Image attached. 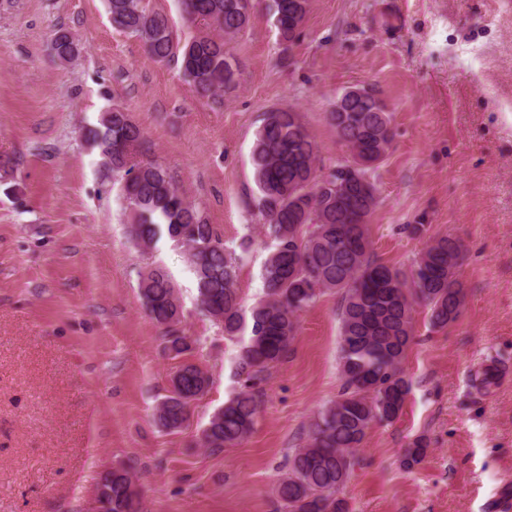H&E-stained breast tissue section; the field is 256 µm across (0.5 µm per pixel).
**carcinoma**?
<instances>
[{
	"instance_id": "1",
	"label": "carcinoma",
	"mask_w": 512,
	"mask_h": 512,
	"mask_svg": "<svg viewBox=\"0 0 512 512\" xmlns=\"http://www.w3.org/2000/svg\"><path fill=\"white\" fill-rule=\"evenodd\" d=\"M307 3L268 4L282 40L295 39ZM182 5L198 33L181 45L174 40L168 17L148 10L143 0H108L113 24L139 37L150 59L180 60L196 93L216 97L237 84L226 44L248 27L251 0H182ZM52 49L65 61L78 52L64 31L55 34ZM326 120L350 156L372 164L346 173L341 161L322 163L298 112L264 113L255 134L254 207L263 220L260 232L271 247L261 269L264 295L250 307L242 304L236 288L237 260L225 253L214 226L173 185L165 169L137 160L142 132L128 114L114 108L85 132L119 177L135 245L147 252L165 236L184 247L201 312L224 335L241 342L235 375L243 384L203 428L201 445L209 452L232 448L252 433L259 405L256 385L288 358L301 313L327 293L340 295L341 390L314 415L306 444L294 449L277 480L274 491L282 512H349L340 493L358 448L373 426L400 417L410 393L402 362L413 342L416 307L427 310L433 329L444 330L458 321L464 303L458 274L461 245L456 239L429 237L427 225L412 224L410 234L425 243L408 269L374 256L369 224L378 197L370 172L392 141L389 113L377 111L371 99H358L352 111L333 110ZM139 296L147 315L165 330L166 348L181 359L168 394L155 409L160 427L179 431L189 420L191 402L208 391L211 376L183 359L192 341L177 329L182 309L167 273L160 268L144 272ZM426 452L424 440L413 441L403 464L419 463ZM94 509L139 512L138 491L127 468L99 473Z\"/></svg>"
}]
</instances>
